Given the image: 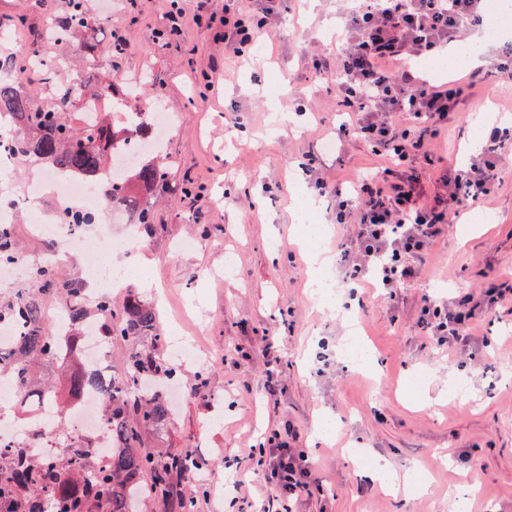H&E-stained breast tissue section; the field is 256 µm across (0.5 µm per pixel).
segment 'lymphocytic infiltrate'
Segmentation results:
<instances>
[{"instance_id": "lymphocytic-infiltrate-1", "label": "lymphocytic infiltrate", "mask_w": 512, "mask_h": 512, "mask_svg": "<svg viewBox=\"0 0 512 512\" xmlns=\"http://www.w3.org/2000/svg\"><path fill=\"white\" fill-rule=\"evenodd\" d=\"M483 0H347L344 28L335 60L317 61V73L336 79L347 119L340 136H351L386 159L379 170H360L349 188L324 178L315 185L336 200V224L343 230L340 246L349 288L368 283L382 296L424 274L432 248L448 233L449 217L460 208L484 202L495 193L507 130L491 127L479 156L468 168L440 167L426 172L428 141L453 123L485 69L470 70L464 81L431 82L414 60L437 54L466 31L478 17ZM280 0H258L253 12L239 0H225L216 12L212 0H195V21L217 28L224 47L242 56ZM512 304V293L494 282L480 289L464 288L445 301L422 295L418 324L440 348H470L479 315L498 313ZM293 425L274 430L251 446L250 467L263 473L267 502L279 512H296L314 492L320 478Z\"/></svg>"}]
</instances>
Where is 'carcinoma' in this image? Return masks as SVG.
Returning <instances> with one entry per match:
<instances>
[{
	"label": "carcinoma",
	"instance_id": "obj_1",
	"mask_svg": "<svg viewBox=\"0 0 512 512\" xmlns=\"http://www.w3.org/2000/svg\"><path fill=\"white\" fill-rule=\"evenodd\" d=\"M96 20L83 0H71L68 18L57 22L64 42L76 40L91 62L82 82H97L96 44L81 39ZM109 88L100 87L87 99L79 125L68 117L73 88L58 89L54 106L44 110L31 104L26 86L0 79V114L8 113L27 131L15 145L19 161L33 159L51 169L78 175L102 185L105 200L117 207L128 203V186L139 183L150 192L167 184L169 166L160 157L142 160L124 176L107 179L119 149L138 137V129L107 122L98 108ZM153 203L145 198L130 212L132 223L149 231ZM19 257L13 225L0 224V263ZM64 308L70 335L60 339L49 333L46 302ZM14 321L22 328L10 349L0 348V370H13L24 396L35 400L56 397L52 387L37 377L36 366L63 363L75 354L82 328L93 322L108 340L131 346L122 371L112 376L85 365L69 377L68 395L75 399L89 389L105 391L104 417L112 438V455L102 463L93 449L69 446L65 455L38 456L25 448L0 447V512H137L140 495L161 499L171 512H191L195 490L178 491L179 480H189L195 464L193 452L144 447L151 429L170 418L165 388L177 378V368L164 354L165 337L155 306L132 291L122 300L89 299L84 284L61 277L59 268H37L32 286L0 303V322Z\"/></svg>",
	"mask_w": 512,
	"mask_h": 512
}]
</instances>
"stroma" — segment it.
Wrapping results in <instances>:
<instances>
[{"label": "stroma", "instance_id": "stroma-1", "mask_svg": "<svg viewBox=\"0 0 512 512\" xmlns=\"http://www.w3.org/2000/svg\"><path fill=\"white\" fill-rule=\"evenodd\" d=\"M85 5L98 19L100 50H109L113 31L126 40L102 77L114 95L105 106L112 123L124 122L115 100L130 80L176 120L163 149L176 188L156 200L153 232L135 252L146 274L129 284L142 294L151 284L164 289L163 329L179 328L209 355L181 363L184 398L146 447L201 457V512H237L231 501L240 483L263 497V475L241 458L287 422L323 481L304 512H448L449 487L463 483L476 488L466 512H512V313L478 318L470 355H446L417 324L422 292L444 299L487 273L512 289V144L498 190L451 217L422 284L394 302L369 292L351 314L327 313L307 287L311 270L295 241L291 199L315 194L316 178L342 185L356 170L383 164L362 142L337 137L345 116L336 83L315 74L317 57L336 52L343 26L336 0H287L243 57L191 19L181 37L157 39L168 24L165 0H116L108 22L100 0ZM69 7V0H0V28L14 53L68 59L58 76L67 84L84 66L71 45L44 40L42 31ZM491 118L512 121V76L472 88L455 124L435 140L434 157L445 167L469 165L466 145ZM198 210L205 222H196ZM485 213L493 223H482ZM186 239L199 248L173 254ZM354 317L378 370L352 369L338 353ZM270 370L279 384L273 401L263 389ZM327 418L338 422L329 437L319 427ZM354 448L398 467L428 461V492H378L361 477Z\"/></svg>", "mask_w": 512, "mask_h": 512}]
</instances>
